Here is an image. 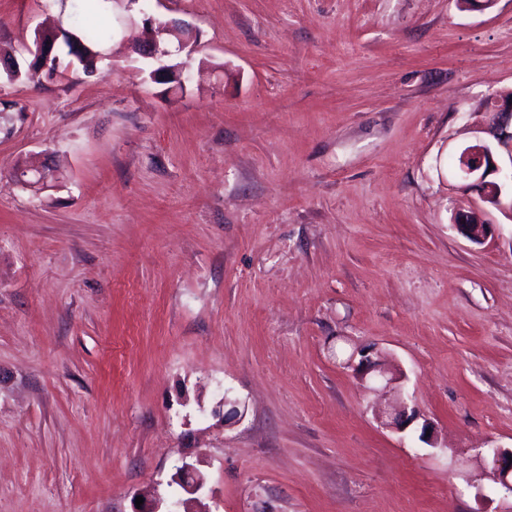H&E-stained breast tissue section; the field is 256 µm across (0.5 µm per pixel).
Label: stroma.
I'll use <instances>...</instances> for the list:
<instances>
[{
    "label": "stroma",
    "mask_w": 512,
    "mask_h": 512,
    "mask_svg": "<svg viewBox=\"0 0 512 512\" xmlns=\"http://www.w3.org/2000/svg\"><path fill=\"white\" fill-rule=\"evenodd\" d=\"M177 20L197 74L133 48ZM98 71L0 73V512H512V220L451 160L512 90V0H100ZM0 0V48L69 24ZM56 169L35 193L18 165ZM374 346L436 446L375 417ZM241 418L225 419L223 396ZM146 39L135 52L143 58L153 59L158 62L155 69H159L158 73H154L155 77H164L174 81L182 82L186 88V82L193 78L191 68L188 61H180L175 63L165 62L164 58H169L175 54L166 47L165 37L171 36L173 32L182 29V25L176 21H161L150 17L145 19ZM182 31V30H181ZM485 474L505 494L512 497V448L501 447L482 448L479 453ZM175 473V479L187 495H195L203 486L204 478L192 463L181 462Z\"/></svg>",
    "instance_id": "stroma-1"
}]
</instances>
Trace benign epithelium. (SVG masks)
<instances>
[{
  "label": "benign epithelium",
  "mask_w": 512,
  "mask_h": 512,
  "mask_svg": "<svg viewBox=\"0 0 512 512\" xmlns=\"http://www.w3.org/2000/svg\"><path fill=\"white\" fill-rule=\"evenodd\" d=\"M145 24V41L136 53L157 61L160 77L182 83L192 80L189 62H166L174 52L166 47L165 37L182 29V25L153 17L145 19ZM487 114L489 121L481 129V135L457 153L458 162L453 173L459 187L477 191L481 202L479 207L455 217L458 230L475 242L483 241L492 228L484 219L486 211L496 210L512 220V99L489 97ZM357 355L359 358H350L348 365L353 367L366 387L372 390L374 385L380 384L396 397L395 405L378 409V420L387 428L405 431L421 415L402 402L403 373L391 368L385 361V355L373 347L360 349ZM479 457L485 474L500 490L512 495V449L482 448ZM175 479L188 498L171 503L167 512H191L190 496L202 488L204 478L194 464L183 461L177 468Z\"/></svg>",
  "instance_id": "1"
}]
</instances>
